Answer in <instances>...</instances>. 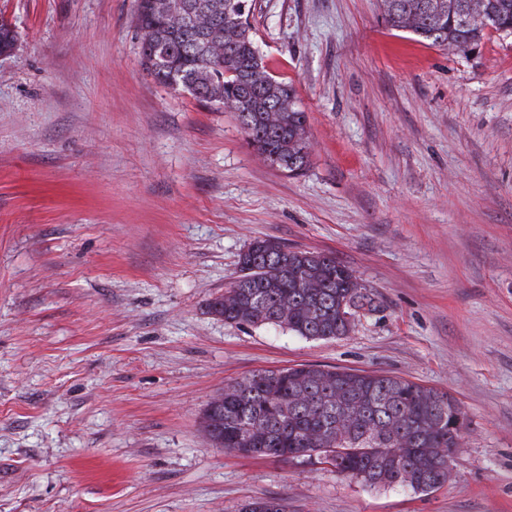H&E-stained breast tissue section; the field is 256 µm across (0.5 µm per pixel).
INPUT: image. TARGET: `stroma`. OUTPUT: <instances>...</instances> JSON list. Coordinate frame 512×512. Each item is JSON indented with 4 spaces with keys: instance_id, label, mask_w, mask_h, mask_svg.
I'll use <instances>...</instances> for the list:
<instances>
[{
    "instance_id": "stroma-1",
    "label": "stroma",
    "mask_w": 512,
    "mask_h": 512,
    "mask_svg": "<svg viewBox=\"0 0 512 512\" xmlns=\"http://www.w3.org/2000/svg\"><path fill=\"white\" fill-rule=\"evenodd\" d=\"M136 7L0 0V512H512V35L448 50L379 0H253L307 115L291 177L146 70ZM258 237L335 256L371 306L330 340L211 315ZM300 364L452 394L447 482L211 442L227 383Z\"/></svg>"
}]
</instances>
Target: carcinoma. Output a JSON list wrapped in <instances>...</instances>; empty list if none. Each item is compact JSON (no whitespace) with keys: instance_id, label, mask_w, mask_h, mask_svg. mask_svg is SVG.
Instances as JSON below:
<instances>
[{"instance_id":"obj_1","label":"carcinoma","mask_w":512,"mask_h":512,"mask_svg":"<svg viewBox=\"0 0 512 512\" xmlns=\"http://www.w3.org/2000/svg\"><path fill=\"white\" fill-rule=\"evenodd\" d=\"M185 14H165L139 0L135 25L143 64L159 82L201 101L232 105L249 144L273 167L299 176L310 163L307 116L292 84L266 69L249 23V0H184ZM384 19L432 46L463 48L495 32L512 35V0H380ZM17 36L0 19V56ZM241 275L212 298L209 312L228 323L273 324L298 336L347 334L366 304L357 278L336 257L290 250L256 238L239 255ZM463 416L447 392L414 381L351 369L297 366L251 374L224 387L205 412V430L226 451L312 460L323 440L349 448L336 473L365 485L429 493L448 480ZM241 512H288L282 498H254Z\"/></svg>"}]
</instances>
